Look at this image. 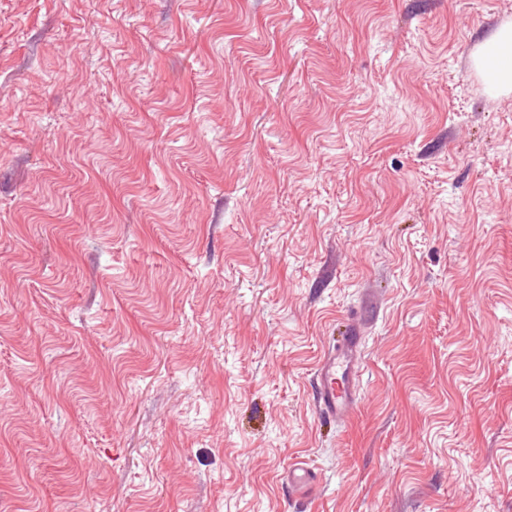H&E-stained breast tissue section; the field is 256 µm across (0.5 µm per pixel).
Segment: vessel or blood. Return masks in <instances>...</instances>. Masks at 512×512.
I'll use <instances>...</instances> for the list:
<instances>
[{
    "label": "vessel or blood",
    "instance_id": "1",
    "mask_svg": "<svg viewBox=\"0 0 512 512\" xmlns=\"http://www.w3.org/2000/svg\"><path fill=\"white\" fill-rule=\"evenodd\" d=\"M363 338L359 326H349L339 346L328 349L316 372V409L323 417L344 421L354 411L361 390Z\"/></svg>",
    "mask_w": 512,
    "mask_h": 512
}]
</instances>
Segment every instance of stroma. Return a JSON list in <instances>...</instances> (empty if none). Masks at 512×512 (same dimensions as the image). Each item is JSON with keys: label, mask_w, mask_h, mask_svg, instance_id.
<instances>
[{"label": "stroma", "mask_w": 512, "mask_h": 512, "mask_svg": "<svg viewBox=\"0 0 512 512\" xmlns=\"http://www.w3.org/2000/svg\"><path fill=\"white\" fill-rule=\"evenodd\" d=\"M510 21L0 0V512H512ZM474 68L495 92H512V22L502 24L479 46ZM363 336L358 325L349 326L338 347L328 349L316 372L317 412L328 419L347 420L354 411L361 390ZM317 476L314 470L304 463H295L288 471V485L295 490L309 489L316 482Z\"/></svg>", "instance_id": "obj_1"}]
</instances>
